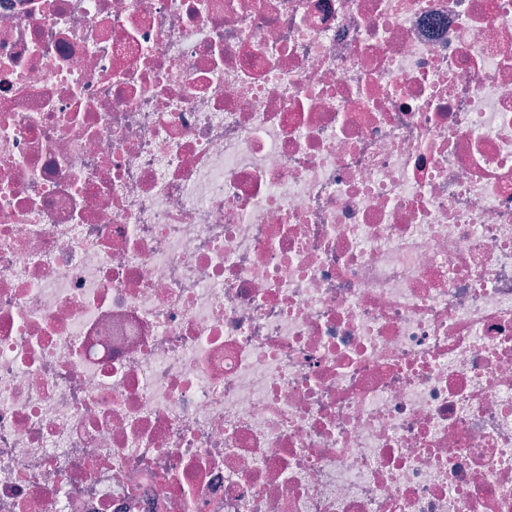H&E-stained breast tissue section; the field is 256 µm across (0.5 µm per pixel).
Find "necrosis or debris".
<instances>
[{
    "label": "necrosis or debris",
    "mask_w": 512,
    "mask_h": 512,
    "mask_svg": "<svg viewBox=\"0 0 512 512\" xmlns=\"http://www.w3.org/2000/svg\"><path fill=\"white\" fill-rule=\"evenodd\" d=\"M0 512H512V0H0Z\"/></svg>",
    "instance_id": "obj_1"
}]
</instances>
